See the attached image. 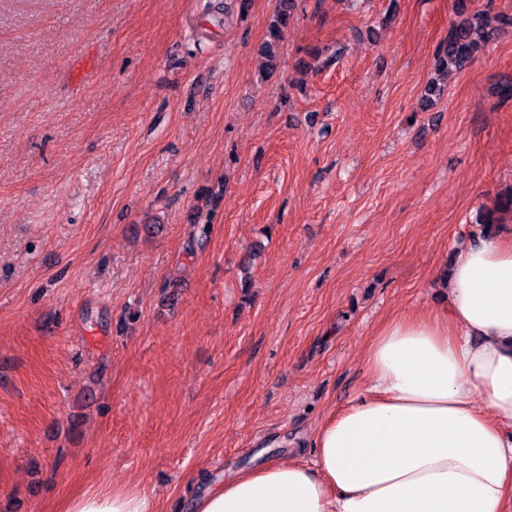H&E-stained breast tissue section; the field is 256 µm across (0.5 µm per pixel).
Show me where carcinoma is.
<instances>
[{
    "instance_id": "cac0c4a2",
    "label": "carcinoma",
    "mask_w": 512,
    "mask_h": 512,
    "mask_svg": "<svg viewBox=\"0 0 512 512\" xmlns=\"http://www.w3.org/2000/svg\"><path fill=\"white\" fill-rule=\"evenodd\" d=\"M297 2L298 0H279L278 12L269 27V39L264 42L261 49L270 61L263 75L265 79L275 73V59L280 42ZM458 15L462 16V19L452 24L448 40L441 47V61L448 67L462 71L470 66L499 30L512 28V14H495L488 7L470 13L462 10ZM499 211H512V196L496 202L493 208L486 209L480 223L487 226L494 224V214Z\"/></svg>"
}]
</instances>
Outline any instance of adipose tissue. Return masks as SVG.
Listing matches in <instances>:
<instances>
[{"label": "adipose tissue", "mask_w": 512, "mask_h": 512, "mask_svg": "<svg viewBox=\"0 0 512 512\" xmlns=\"http://www.w3.org/2000/svg\"><path fill=\"white\" fill-rule=\"evenodd\" d=\"M450 315L397 317L367 353L365 394L327 420L308 467L273 461L202 493L195 512H512V239L461 250ZM63 512H151L136 490Z\"/></svg>", "instance_id": "ef3b65f1"}]
</instances>
